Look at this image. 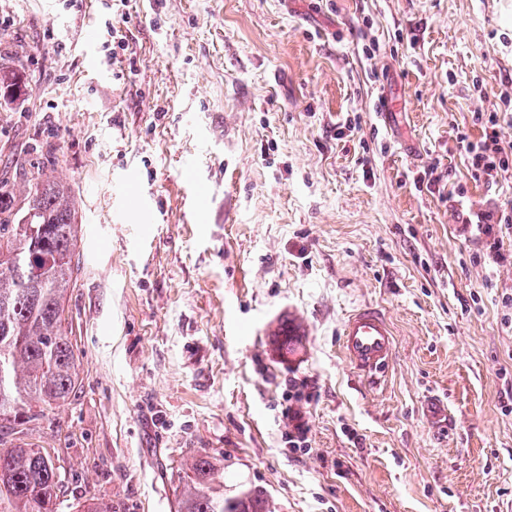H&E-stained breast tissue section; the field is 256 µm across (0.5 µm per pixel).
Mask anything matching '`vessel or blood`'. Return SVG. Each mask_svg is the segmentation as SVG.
Here are the masks:
<instances>
[{
	"label": "vessel or blood",
	"instance_id": "vessel-or-blood-1",
	"mask_svg": "<svg viewBox=\"0 0 512 512\" xmlns=\"http://www.w3.org/2000/svg\"><path fill=\"white\" fill-rule=\"evenodd\" d=\"M341 352L349 366L365 373L370 379H380L395 355L393 332L386 318L365 308L354 310L344 322L341 332Z\"/></svg>",
	"mask_w": 512,
	"mask_h": 512
}]
</instances>
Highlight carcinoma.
Instances as JSON below:
<instances>
[{"instance_id": "1", "label": "carcinoma", "mask_w": 512, "mask_h": 512, "mask_svg": "<svg viewBox=\"0 0 512 512\" xmlns=\"http://www.w3.org/2000/svg\"><path fill=\"white\" fill-rule=\"evenodd\" d=\"M21 91L0 68V98ZM0 181V424L22 426L69 400L78 374L65 315L81 225L69 185L38 174L28 182L27 207ZM175 512H272L256 487L224 496V465L207 452L179 469ZM59 474L39 448L0 451V496L16 512H57Z\"/></svg>"}]
</instances>
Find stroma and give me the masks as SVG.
Segmentation results:
<instances>
[{
    "instance_id": "35a3bbf8",
    "label": "stroma",
    "mask_w": 512,
    "mask_h": 512,
    "mask_svg": "<svg viewBox=\"0 0 512 512\" xmlns=\"http://www.w3.org/2000/svg\"><path fill=\"white\" fill-rule=\"evenodd\" d=\"M111 3L0 0L25 85L0 180L19 211L34 167L67 180L83 226L76 391L0 445L49 452L59 512H174L203 450L276 512H507L512 265L472 219L512 171L475 177L466 145L478 112L512 143V0H128L119 49ZM364 306L395 335L379 382L339 347Z\"/></svg>"
}]
</instances>
